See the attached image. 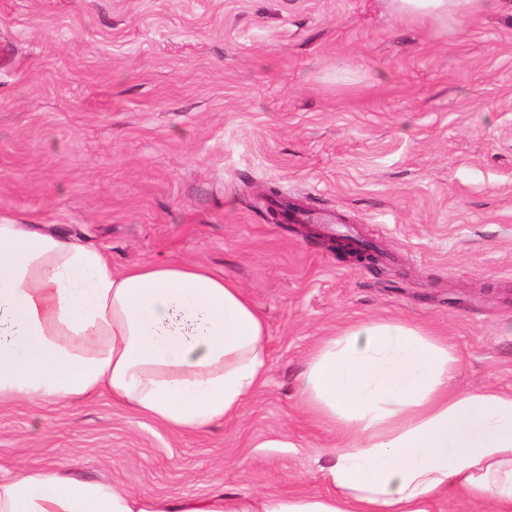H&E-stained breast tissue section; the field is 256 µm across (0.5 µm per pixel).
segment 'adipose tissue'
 Listing matches in <instances>:
<instances>
[{"mask_svg": "<svg viewBox=\"0 0 512 512\" xmlns=\"http://www.w3.org/2000/svg\"><path fill=\"white\" fill-rule=\"evenodd\" d=\"M402 17L482 16L495 0H388ZM265 317L233 279L182 260L117 271L42 224L0 221V404L101 392L177 433L237 418L265 383ZM459 358L404 321L322 340L300 381L336 430L327 493L170 503L61 469L0 473V512H437L457 497L512 512V392L452 391Z\"/></svg>", "mask_w": 512, "mask_h": 512, "instance_id": "obj_1", "label": "adipose tissue"}]
</instances>
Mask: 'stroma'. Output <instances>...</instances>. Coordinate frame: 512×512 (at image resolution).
<instances>
[{
    "label": "stroma",
    "instance_id": "1",
    "mask_svg": "<svg viewBox=\"0 0 512 512\" xmlns=\"http://www.w3.org/2000/svg\"><path fill=\"white\" fill-rule=\"evenodd\" d=\"M0 220L114 269L175 257L268 325L261 393L176 434L101 394L0 405V470L61 467L177 500L313 494L335 432L299 407L312 349L398 319L448 341L456 389L512 391V9L464 23L386 0H0ZM343 215L269 223L264 197ZM334 241L335 242H332L328 239V246L335 248L336 251L344 257L352 259L361 265L376 264L377 257L373 248L358 250L353 240L335 238Z\"/></svg>",
    "mask_w": 512,
    "mask_h": 512
}]
</instances>
